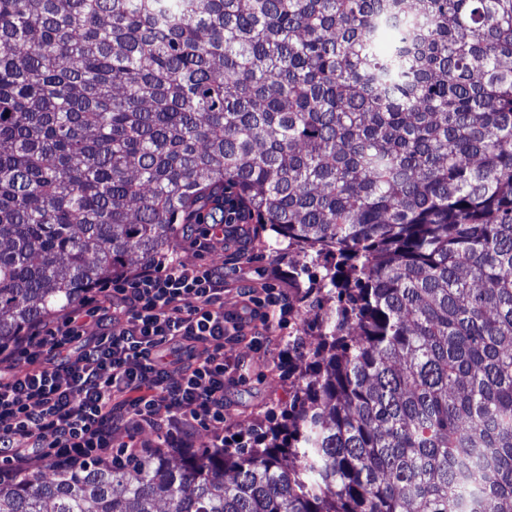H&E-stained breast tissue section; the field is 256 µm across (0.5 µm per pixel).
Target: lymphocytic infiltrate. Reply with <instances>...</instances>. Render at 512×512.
Wrapping results in <instances>:
<instances>
[{"label":"lymphocytic infiltrate","mask_w":512,"mask_h":512,"mask_svg":"<svg viewBox=\"0 0 512 512\" xmlns=\"http://www.w3.org/2000/svg\"><path fill=\"white\" fill-rule=\"evenodd\" d=\"M241 294L240 312H225L223 267L162 256L30 325L0 348V463L22 474L129 460L146 428L185 449L203 429L223 447L228 395L250 375L228 348H263L294 314L280 289ZM91 323L102 331L88 341Z\"/></svg>","instance_id":"obj_1"}]
</instances>
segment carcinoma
I'll return each instance as SVG.
<instances>
[{
    "label": "carcinoma",
    "mask_w": 512,
    "mask_h": 512,
    "mask_svg": "<svg viewBox=\"0 0 512 512\" xmlns=\"http://www.w3.org/2000/svg\"><path fill=\"white\" fill-rule=\"evenodd\" d=\"M252 221L304 258L291 402L0 512H512V0H0V346Z\"/></svg>",
    "instance_id": "1"
}]
</instances>
